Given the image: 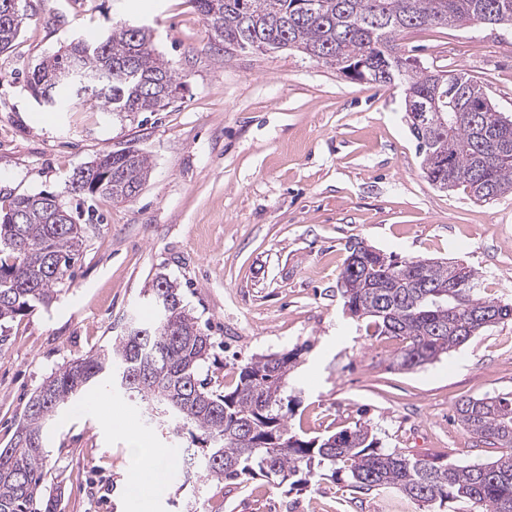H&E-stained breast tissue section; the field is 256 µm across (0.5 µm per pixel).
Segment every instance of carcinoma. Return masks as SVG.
I'll list each match as a JSON object with an SVG mask.
<instances>
[{"instance_id":"cac0c4a2","label":"carcinoma","mask_w":512,"mask_h":512,"mask_svg":"<svg viewBox=\"0 0 512 512\" xmlns=\"http://www.w3.org/2000/svg\"><path fill=\"white\" fill-rule=\"evenodd\" d=\"M216 39L234 51L296 50L346 71L369 85L404 86V104L443 100L446 124L409 130L431 185L469 189L479 200L512 194V120L483 87L462 70L414 64L398 36L422 27L512 25V0H192ZM21 27L0 17V52L12 47ZM105 75L97 107L122 118L159 112L167 91L182 86L156 52L151 31L120 26L106 38L70 44L43 58L27 88L55 109L60 93H80V74ZM150 163L135 149L107 153L74 172L71 194L113 201L135 197ZM21 223H12L15 214ZM60 196L38 193L0 206V326L41 305L49 306L70 279L85 241ZM26 247L15 250V243ZM339 276L343 312L371 320L378 336L405 345L392 364L413 370L455 351L472 337L512 321V303L480 296L481 275L472 267L430 259H383L375 251L347 247ZM156 319L133 322L112 347L61 365L29 398L10 443L0 448V512H56L46 497L43 445L47 425L99 378L144 404L150 420L194 446L189 465L198 477L236 485L258 476L272 485L307 488L330 477L364 493L391 492L442 512L465 501L477 512H512V396L470 397L456 405L457 420L472 435L503 449L490 462L459 465L384 450L369 425L359 423L319 438L288 426V375L297 353L254 356L229 392L217 393L201 378L212 342L184 304L178 284L164 274L153 281Z\"/></svg>"}]
</instances>
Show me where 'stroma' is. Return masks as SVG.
<instances>
[{
    "label": "stroma",
    "instance_id": "35a3bbf8",
    "mask_svg": "<svg viewBox=\"0 0 512 512\" xmlns=\"http://www.w3.org/2000/svg\"><path fill=\"white\" fill-rule=\"evenodd\" d=\"M27 17L0 53V199L52 192L96 211L69 281L49 307L10 322L0 343V448L25 406L65 362L111 347L127 323L150 322L157 274L181 289L213 342L204 376L232 390L250 358L294 350L288 422L315 437L361 422L381 446L461 464L498 450L454 421L459 400L512 394V322L414 370L391 365L402 346L344 315L337 281L348 243L400 258L476 269L481 294L512 301V195L442 191L421 170L401 86H368L294 50L228 53L191 0H23ZM149 26L183 82L165 110L122 120L93 102L54 112L26 86L44 56L108 36L124 20ZM424 66L461 69L512 119V28L468 25L403 32ZM132 147L149 159L140 193L121 204L67 192L95 157ZM174 463L150 512H425L395 495L321 480L291 491L263 478L186 484L184 443L147 425L109 380L89 388L45 430V485L56 512H134L136 460L126 429Z\"/></svg>",
    "mask_w": 512,
    "mask_h": 512
}]
</instances>
